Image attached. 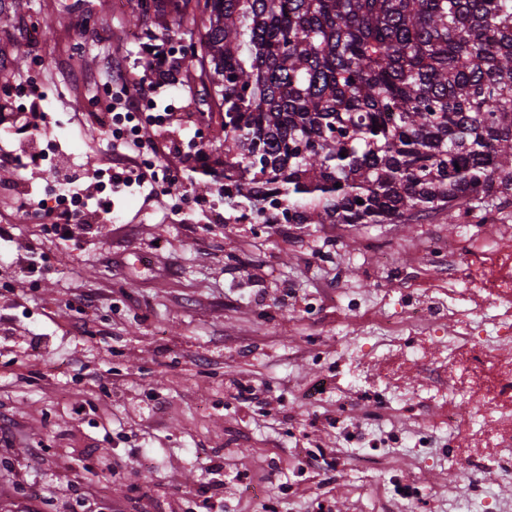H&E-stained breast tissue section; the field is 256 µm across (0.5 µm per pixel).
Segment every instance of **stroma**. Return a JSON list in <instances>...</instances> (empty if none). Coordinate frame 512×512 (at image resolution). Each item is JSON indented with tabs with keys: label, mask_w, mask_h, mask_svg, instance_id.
I'll list each match as a JSON object with an SVG mask.
<instances>
[{
	"label": "stroma",
	"mask_w": 512,
	"mask_h": 512,
	"mask_svg": "<svg viewBox=\"0 0 512 512\" xmlns=\"http://www.w3.org/2000/svg\"><path fill=\"white\" fill-rule=\"evenodd\" d=\"M146 0H0V89L48 114L42 141L61 144L95 184L110 156L95 119L106 59L131 82L153 81L155 53L180 66L179 102L207 116L209 84L183 55L199 27L144 14ZM217 166L216 138L191 130L156 155L178 169L197 153ZM52 165L0 171V512H512V481L474 468L434 400L457 372L444 363L448 340L467 327L493 335L500 307L465 294L468 269L511 260L512 207L496 224L462 226L435 214L412 224H253L219 191L200 194L194 173L180 188L125 196L116 220L91 244L46 234L22 209L44 197ZM204 203L196 207L195 196ZM468 233L477 253L455 269L426 251ZM37 241L46 257L37 283L13 280L9 260ZM294 296L283 299V288ZM444 300L450 307L424 363L411 359L416 329L396 339L381 322ZM250 381L261 404L241 407L231 380ZM82 415H75L76 406ZM42 444L43 461L26 465ZM123 466L116 479L109 464ZM223 464L222 475L211 472ZM416 484L405 485L410 474ZM264 485L266 501L246 495Z\"/></svg>",
	"instance_id": "obj_1"
}]
</instances>
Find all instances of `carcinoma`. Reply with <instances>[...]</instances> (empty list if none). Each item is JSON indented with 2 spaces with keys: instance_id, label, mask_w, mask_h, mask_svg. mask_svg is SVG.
I'll return each mask as SVG.
<instances>
[{
  "instance_id": "cac0c4a2",
  "label": "carcinoma",
  "mask_w": 512,
  "mask_h": 512,
  "mask_svg": "<svg viewBox=\"0 0 512 512\" xmlns=\"http://www.w3.org/2000/svg\"><path fill=\"white\" fill-rule=\"evenodd\" d=\"M188 9L229 208L267 224H481L512 206V0Z\"/></svg>"
}]
</instances>
